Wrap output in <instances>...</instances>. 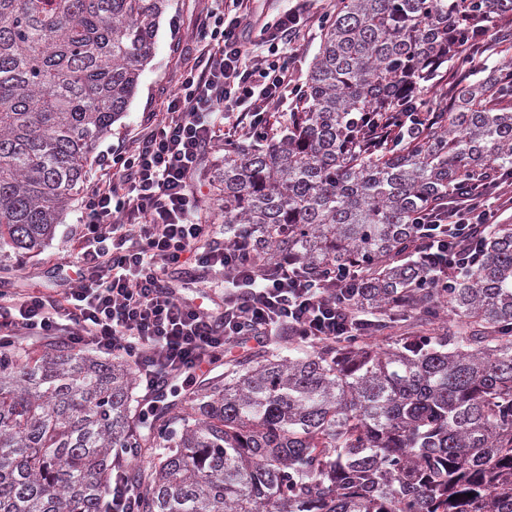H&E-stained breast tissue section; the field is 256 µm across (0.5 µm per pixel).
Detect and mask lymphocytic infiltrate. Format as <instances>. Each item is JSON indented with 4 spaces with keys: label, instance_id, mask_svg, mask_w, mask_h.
I'll list each match as a JSON object with an SVG mask.
<instances>
[{
    "label": "lymphocytic infiltrate",
    "instance_id": "f902f5d3",
    "mask_svg": "<svg viewBox=\"0 0 512 512\" xmlns=\"http://www.w3.org/2000/svg\"><path fill=\"white\" fill-rule=\"evenodd\" d=\"M247 2L222 0L205 14L166 111L113 150L80 210V251L67 264L74 277L65 291L0 293L1 337H60L77 350L124 355L150 390L161 377L286 325L316 342L365 322L347 306L355 270L322 279L284 258L269 272L245 258L248 237L226 243L223 230L199 218L202 199L191 182L206 152L265 124L296 90L290 58L307 17L291 8L265 22ZM258 45L268 55L255 53ZM505 206L512 208V175L458 183L447 208L416 219L429 236L423 261L466 276L483 261L486 232ZM189 263L222 276L223 305L207 309L177 296L166 275Z\"/></svg>",
    "mask_w": 512,
    "mask_h": 512
}]
</instances>
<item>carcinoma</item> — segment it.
<instances>
[{"instance_id":"obj_1","label":"carcinoma","mask_w":512,"mask_h":512,"mask_svg":"<svg viewBox=\"0 0 512 512\" xmlns=\"http://www.w3.org/2000/svg\"><path fill=\"white\" fill-rule=\"evenodd\" d=\"M167 2L0 0V256L53 238ZM338 2L288 125L224 150L208 207L271 270L361 271L370 335L286 330L150 407L118 356L3 339L0 512H102L114 479L134 512H512V224L449 288L412 259L417 214L512 171V57L469 63L512 0ZM446 62L448 110L413 134L404 95ZM374 113L390 145L365 154Z\"/></svg>"}]
</instances>
